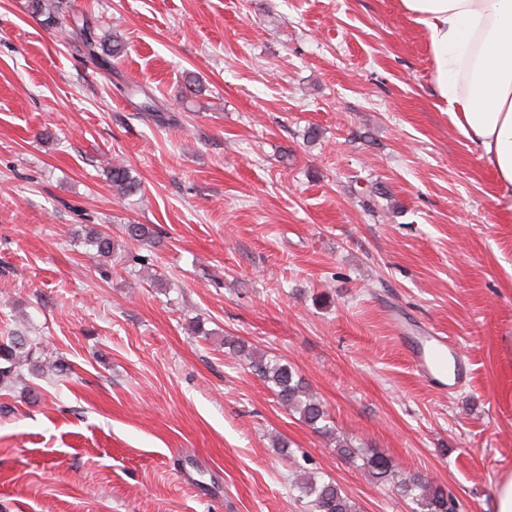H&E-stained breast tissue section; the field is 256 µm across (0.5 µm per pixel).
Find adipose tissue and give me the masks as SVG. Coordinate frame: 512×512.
Here are the masks:
<instances>
[{
    "instance_id": "adipose-tissue-1",
    "label": "adipose tissue",
    "mask_w": 512,
    "mask_h": 512,
    "mask_svg": "<svg viewBox=\"0 0 512 512\" xmlns=\"http://www.w3.org/2000/svg\"><path fill=\"white\" fill-rule=\"evenodd\" d=\"M423 30L433 94L512 200V0H401Z\"/></svg>"
}]
</instances>
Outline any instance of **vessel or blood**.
<instances>
[{"label": "vessel or blood", "instance_id": "vessel-or-blood-1", "mask_svg": "<svg viewBox=\"0 0 512 512\" xmlns=\"http://www.w3.org/2000/svg\"><path fill=\"white\" fill-rule=\"evenodd\" d=\"M411 366L414 372L430 386L451 391L469 374L465 360L452 359L455 345L441 333L426 327L409 336Z\"/></svg>", "mask_w": 512, "mask_h": 512}]
</instances>
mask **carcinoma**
Here are the masks:
<instances>
[{"label": "carcinoma", "instance_id": "obj_1", "mask_svg": "<svg viewBox=\"0 0 512 512\" xmlns=\"http://www.w3.org/2000/svg\"><path fill=\"white\" fill-rule=\"evenodd\" d=\"M48 19L55 29L71 34L81 40L85 54L102 66L109 64L108 58L118 57L123 53V45L112 41V45L96 37L95 26L86 21L82 26L72 25L59 10L48 13ZM106 175L117 194L121 197L134 195L140 183L131 175L126 164L117 162L107 167ZM127 236L143 246L152 245L153 231L145 224H128L125 226ZM97 256L103 260L112 258V238L97 233L92 237ZM237 356L254 357L253 367L258 376L274 393L278 402L287 411L300 415L301 419L315 431L331 435L334 433L328 420V413L320 398L310 391L298 376L290 363L280 359L253 356L247 347L235 340L228 343ZM33 344L23 336H9L0 342V382H7L22 375V370L29 366L33 370L40 365L33 361ZM337 451L348 458L361 461V469L374 483L390 484L415 500L417 512H457L455 502L438 486L419 473H403L393 461L380 452H365L340 444ZM298 489L309 498L311 512H356L355 505L333 481L317 480L308 477L298 484Z\"/></svg>", "mask_w": 512, "mask_h": 512}]
</instances>
